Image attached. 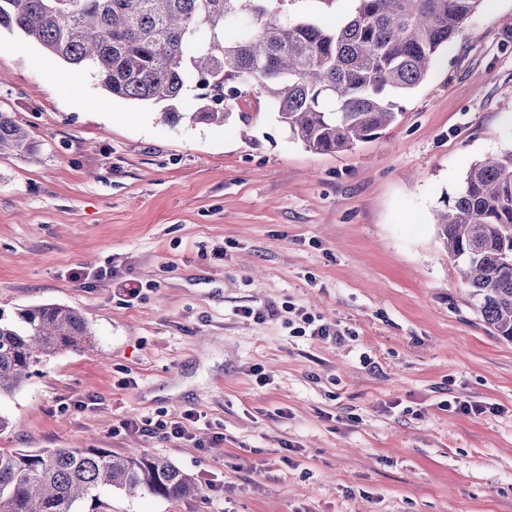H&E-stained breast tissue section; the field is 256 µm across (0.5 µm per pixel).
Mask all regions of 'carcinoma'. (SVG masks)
I'll return each instance as SVG.
<instances>
[{"label": "carcinoma", "mask_w": 512, "mask_h": 512, "mask_svg": "<svg viewBox=\"0 0 512 512\" xmlns=\"http://www.w3.org/2000/svg\"><path fill=\"white\" fill-rule=\"evenodd\" d=\"M286 0H0V28L89 70L110 96L162 106L171 125L186 93L202 101L192 121L225 123L244 87L259 90L276 120L315 152L378 137L398 119L396 98L428 74L482 0H356L340 21L293 17ZM33 145L0 111V154ZM435 224L460 265L475 310L512 341V149L471 165ZM77 310L46 304L0 317V397L43 360L93 346ZM195 493L194 479L160 455L104 448L0 450V512H112L98 491Z\"/></svg>", "instance_id": "1"}]
</instances>
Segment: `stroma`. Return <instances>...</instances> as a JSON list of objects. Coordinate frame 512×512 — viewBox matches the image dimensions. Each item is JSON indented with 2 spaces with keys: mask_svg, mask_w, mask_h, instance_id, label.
Masks as SVG:
<instances>
[{
  "mask_svg": "<svg viewBox=\"0 0 512 512\" xmlns=\"http://www.w3.org/2000/svg\"><path fill=\"white\" fill-rule=\"evenodd\" d=\"M398 106L332 154L252 90L224 126H173L1 28L0 110L36 150L0 155V314L74 308L95 346L0 398V448L157 454L198 486L102 491L112 512H512V342L432 222L512 148V0H483ZM300 309L341 341L294 335ZM188 409L208 447L117 429Z\"/></svg>",
  "mask_w": 512,
  "mask_h": 512,
  "instance_id": "obj_1",
  "label": "stroma"
}]
</instances>
